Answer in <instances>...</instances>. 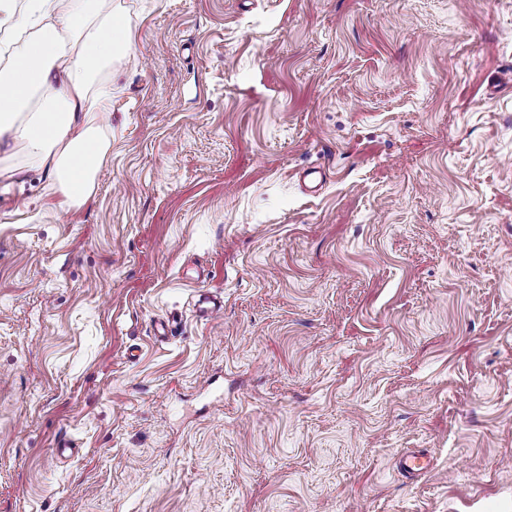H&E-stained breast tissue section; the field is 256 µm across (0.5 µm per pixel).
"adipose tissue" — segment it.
<instances>
[{
  "label": "adipose tissue",
  "instance_id": "1",
  "mask_svg": "<svg viewBox=\"0 0 512 512\" xmlns=\"http://www.w3.org/2000/svg\"><path fill=\"white\" fill-rule=\"evenodd\" d=\"M0 0V31L18 49L0 58V153L23 147L71 206L93 194L109 151L92 113L106 110L112 66L132 49L121 9L105 0Z\"/></svg>",
  "mask_w": 512,
  "mask_h": 512
}]
</instances>
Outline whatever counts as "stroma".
Returning a JSON list of instances; mask_svg holds the SVG:
<instances>
[{
	"label": "stroma",
	"mask_w": 512,
	"mask_h": 512,
	"mask_svg": "<svg viewBox=\"0 0 512 512\" xmlns=\"http://www.w3.org/2000/svg\"><path fill=\"white\" fill-rule=\"evenodd\" d=\"M112 3L90 201L0 159V512H512V0ZM399 469L406 478H415L426 475L431 470V462L424 453L411 452L400 459Z\"/></svg>",
	"instance_id": "1"
}]
</instances>
